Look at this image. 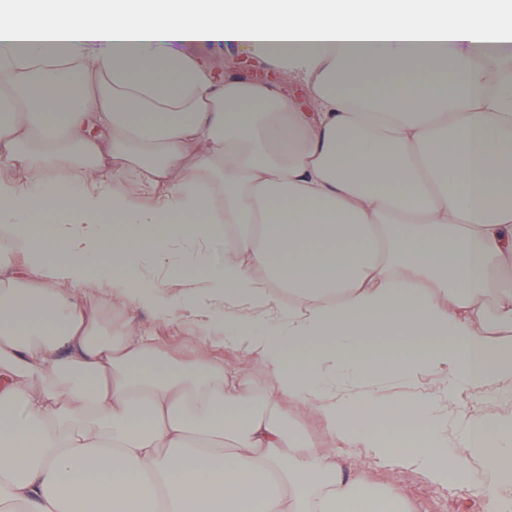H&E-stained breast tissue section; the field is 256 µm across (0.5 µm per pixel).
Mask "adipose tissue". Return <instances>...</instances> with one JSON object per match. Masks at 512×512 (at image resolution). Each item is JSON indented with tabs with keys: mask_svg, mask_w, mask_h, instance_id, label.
Returning a JSON list of instances; mask_svg holds the SVG:
<instances>
[{
	"mask_svg": "<svg viewBox=\"0 0 512 512\" xmlns=\"http://www.w3.org/2000/svg\"><path fill=\"white\" fill-rule=\"evenodd\" d=\"M209 42L304 100L216 77L186 51ZM2 87L0 512H408L285 401L433 485L471 457L512 483L511 414L452 454L431 395L383 406V438L337 384L512 380V0H0ZM179 243L271 391L85 300L166 313L144 267ZM286 421L289 427L304 437L312 439H325V436L319 427L315 417L310 411L298 409L288 404Z\"/></svg>",
	"mask_w": 512,
	"mask_h": 512,
	"instance_id": "1",
	"label": "adipose tissue"
}]
</instances>
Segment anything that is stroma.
<instances>
[{"mask_svg": "<svg viewBox=\"0 0 512 512\" xmlns=\"http://www.w3.org/2000/svg\"><path fill=\"white\" fill-rule=\"evenodd\" d=\"M192 52L218 73L230 66L249 76L260 78L265 74L250 52L241 48L209 44L193 47ZM154 284L169 301L171 317L163 319L152 311L131 306L125 311V323L170 358L194 356L208 318L195 307L193 296L206 288V281L185 284L161 272L156 274ZM210 343L212 359L237 371L257 389L270 387L271 378L265 366L254 356L225 344L223 333L212 332ZM447 385L448 374L444 371L409 380L397 372L386 370L375 387L373 402L379 407L387 402L407 401L422 393L432 394L447 412L448 427L452 430L466 417L481 411H512L511 385L491 380L476 387L464 385L451 397L444 393ZM335 448L337 455L356 470L367 472L382 485L406 496L411 512H488L489 496L512 500V484H492L485 466L475 459L468 461L463 475L449 476L447 486L437 487L421 473L396 467L351 443L339 441Z\"/></svg>", "mask_w": 512, "mask_h": 512, "instance_id": "1", "label": "stroma"}]
</instances>
